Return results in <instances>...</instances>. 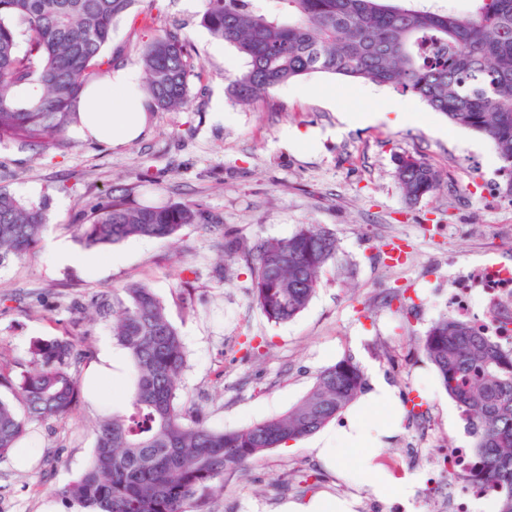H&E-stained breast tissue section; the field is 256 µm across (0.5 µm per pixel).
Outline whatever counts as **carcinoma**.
<instances>
[{
  "label": "carcinoma",
  "instance_id": "cac0c4a2",
  "mask_svg": "<svg viewBox=\"0 0 512 512\" xmlns=\"http://www.w3.org/2000/svg\"><path fill=\"white\" fill-rule=\"evenodd\" d=\"M135 2L0 0V141L41 149L64 143L82 90L114 65L105 53L114 22ZM275 2L268 11L255 0H206L204 26L248 60L230 83L238 102L313 72L392 87L491 141L512 194V0H474L465 14L386 0ZM190 59L188 43L172 31L143 46L152 108H188ZM23 85L40 88L36 103L14 102ZM396 178L408 203L440 188L436 170L410 154L398 156ZM44 223L42 207L0 188V265L34 247ZM217 223L193 202L138 206L111 196L90 209L79 231L97 247L134 237L169 240L188 225ZM218 248L244 262L254 303L274 323L306 309L338 254L335 234L321 224L254 245L229 237ZM125 294L115 306L96 302L112 311V336L133 364L134 383L127 406L96 422L92 455L66 489L85 512H207L225 476L317 432L367 386L363 368L344 357L286 413L235 431L213 429L201 408L177 403L186 352L164 304L141 284ZM418 343L475 430V456L499 489L498 512H512V347L448 316ZM29 353L31 368L17 375L0 363V389L23 405L19 412L0 397V458L27 436L31 422L68 416L82 395L72 366L86 354L72 340H36Z\"/></svg>",
  "mask_w": 512,
  "mask_h": 512
}]
</instances>
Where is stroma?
<instances>
[{"instance_id":"1","label":"stroma","mask_w":512,"mask_h":512,"mask_svg":"<svg viewBox=\"0 0 512 512\" xmlns=\"http://www.w3.org/2000/svg\"><path fill=\"white\" fill-rule=\"evenodd\" d=\"M203 13L188 0H137L116 23L109 47L117 65H137L160 28L186 39L198 72L187 110H149L144 137L118 147L72 134L65 146L44 152L0 143V187L20 199L36 190L47 204L48 234L0 267V355L18 373L29 366L34 340L66 336L88 351L74 368L87 376L112 338V320L82 318L81 305L145 284L182 334L180 404L203 406L209 425L227 431L285 413L323 369L352 357L396 392L400 428L372 463L394 481L413 478V498L378 500L370 479L317 459L310 435L225 477L209 512H281L286 503L322 495L357 498V512H430L447 495L448 476L412 468L409 448L438 455L463 441L475 446L476 438L417 339L447 314L448 283L459 269L512 267V249L501 245L512 231V196L502 192L506 178L495 149L416 97L329 73L305 75L241 105L228 87L247 59L211 35ZM401 99L412 121L340 127L341 110H383ZM287 131L303 141H285ZM405 153L441 176L440 189L414 204L404 201L395 176ZM111 195L134 205L194 201L219 221L166 241L130 238L95 249L89 265L53 263L48 239L85 252L77 226ZM302 224L335 233L338 261L302 313L267 321L242 262L217 276L215 244L227 234L254 243L285 238ZM132 379V363L123 361L120 379L83 393L70 417L31 424L22 441L33 450L29 462L12 454L0 459V512H82L64 489L92 453L96 421L123 404ZM415 401L424 415L411 420ZM281 479L290 481L288 491L276 490Z\"/></svg>"}]
</instances>
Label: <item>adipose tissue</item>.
<instances>
[{"label":"adipose tissue","instance_id":"1","mask_svg":"<svg viewBox=\"0 0 512 512\" xmlns=\"http://www.w3.org/2000/svg\"><path fill=\"white\" fill-rule=\"evenodd\" d=\"M142 81L139 68L132 65L108 71L89 82L76 103L75 134L115 146L140 137L147 124ZM395 400L386 380L372 374L371 388L361 401L359 412L348 413L345 427L337 430L335 437L324 436L314 442L316 456L332 464L340 454H347L355 460L353 473L362 474L372 450L391 433L386 418Z\"/></svg>","mask_w":512,"mask_h":512}]
</instances>
